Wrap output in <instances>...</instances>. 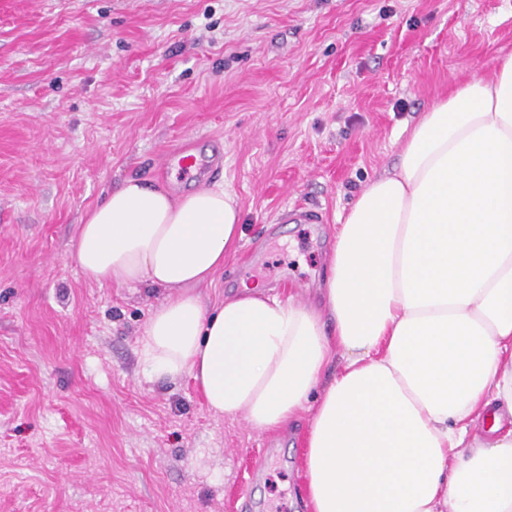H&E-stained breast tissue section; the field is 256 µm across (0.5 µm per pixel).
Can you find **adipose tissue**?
<instances>
[{
	"mask_svg": "<svg viewBox=\"0 0 512 512\" xmlns=\"http://www.w3.org/2000/svg\"><path fill=\"white\" fill-rule=\"evenodd\" d=\"M402 136L335 227L320 305L244 280L205 306L243 236L223 185L127 179L73 258L162 291L138 340L147 380H192L260 433L311 412V512H512V53Z\"/></svg>",
	"mask_w": 512,
	"mask_h": 512,
	"instance_id": "obj_1",
	"label": "adipose tissue"
}]
</instances>
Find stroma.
<instances>
[{
	"mask_svg": "<svg viewBox=\"0 0 512 512\" xmlns=\"http://www.w3.org/2000/svg\"><path fill=\"white\" fill-rule=\"evenodd\" d=\"M507 53L512 0H0V512H307L308 418L259 433L145 380L160 295L87 279L82 219L128 178L194 189L165 148L220 151L244 238L205 301L316 300L402 128Z\"/></svg>",
	"mask_w": 512,
	"mask_h": 512,
	"instance_id": "1",
	"label": "stroma"
}]
</instances>
